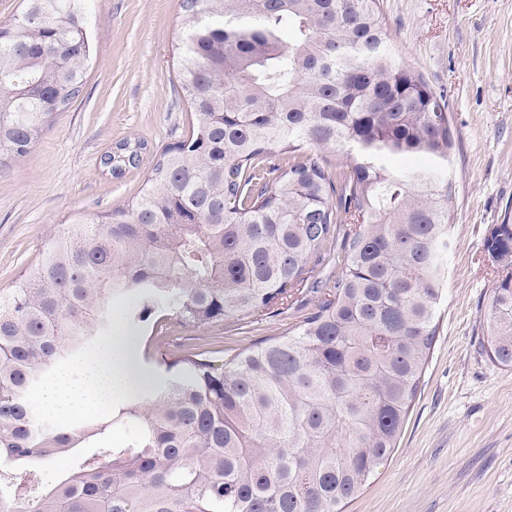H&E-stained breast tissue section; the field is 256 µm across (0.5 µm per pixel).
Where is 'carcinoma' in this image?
Segmentation results:
<instances>
[{
  "instance_id": "1",
  "label": "carcinoma",
  "mask_w": 512,
  "mask_h": 512,
  "mask_svg": "<svg viewBox=\"0 0 512 512\" xmlns=\"http://www.w3.org/2000/svg\"><path fill=\"white\" fill-rule=\"evenodd\" d=\"M0 37V154L84 86L85 0H23ZM379 0H181L192 131L140 194L71 216L0 293V506L17 512H344L395 450L439 328L455 183L448 105L391 48ZM144 143L100 158L120 176ZM481 347L512 370V224ZM336 272L316 275L327 263ZM310 309L224 356L227 320ZM172 373L73 428L31 394L114 331ZM193 332L173 345L166 320ZM133 428L122 446L104 440ZM67 462L56 482L42 469ZM24 472L25 479L15 471Z\"/></svg>"
}]
</instances>
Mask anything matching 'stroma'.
I'll return each instance as SVG.
<instances>
[{"mask_svg":"<svg viewBox=\"0 0 512 512\" xmlns=\"http://www.w3.org/2000/svg\"><path fill=\"white\" fill-rule=\"evenodd\" d=\"M181 0H88L93 54L82 95L24 158L0 159V291L35 264L52 225L137 196L186 136L178 94ZM391 45L448 104L456 197L448 298L399 446L345 512H512V371L479 347L494 264L492 225L512 220V0H380ZM146 145L116 177L99 160ZM302 311L226 322L225 347L287 333Z\"/></svg>","mask_w":512,"mask_h":512,"instance_id":"stroma-1","label":"stroma"}]
</instances>
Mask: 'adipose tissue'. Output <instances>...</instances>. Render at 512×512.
<instances>
[{
	"instance_id": "ef3b65f1",
	"label": "adipose tissue",
	"mask_w": 512,
	"mask_h": 512,
	"mask_svg": "<svg viewBox=\"0 0 512 512\" xmlns=\"http://www.w3.org/2000/svg\"><path fill=\"white\" fill-rule=\"evenodd\" d=\"M134 347L130 332L113 331L87 360L78 362L46 388L45 401L69 414L99 408L137 391L144 378L134 363Z\"/></svg>"
}]
</instances>
